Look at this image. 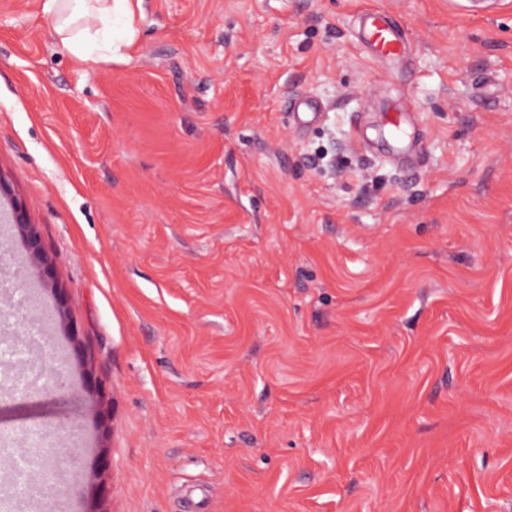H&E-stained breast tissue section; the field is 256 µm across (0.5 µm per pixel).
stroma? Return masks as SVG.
<instances>
[{
  "label": "stroma",
  "instance_id": "35a3bbf8",
  "mask_svg": "<svg viewBox=\"0 0 512 512\" xmlns=\"http://www.w3.org/2000/svg\"><path fill=\"white\" fill-rule=\"evenodd\" d=\"M42 2L0 0V178L54 282L9 227L0 287L79 411L5 405L15 453L73 512H512V0H145L123 64ZM363 39L372 55L386 63H398L405 54L403 30L383 10H369L361 15ZM9 224H13L14 228L22 237L23 246L28 256L43 265L44 275L49 278L50 265L44 252L40 233L35 224H30L27 221L22 202L14 201L12 203L11 221Z\"/></svg>",
  "mask_w": 512,
  "mask_h": 512
}]
</instances>
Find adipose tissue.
Returning a JSON list of instances; mask_svg holds the SVG:
<instances>
[{"instance_id": "obj_1", "label": "adipose tissue", "mask_w": 512, "mask_h": 512, "mask_svg": "<svg viewBox=\"0 0 512 512\" xmlns=\"http://www.w3.org/2000/svg\"><path fill=\"white\" fill-rule=\"evenodd\" d=\"M142 0H43L63 45L82 62H125L136 37Z\"/></svg>"}]
</instances>
